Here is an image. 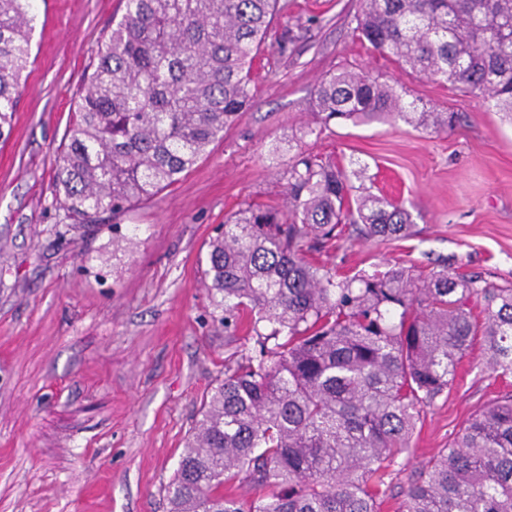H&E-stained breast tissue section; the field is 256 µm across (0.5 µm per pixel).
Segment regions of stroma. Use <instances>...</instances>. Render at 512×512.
Masks as SVG:
<instances>
[{"label":"stroma","mask_w":512,"mask_h":512,"mask_svg":"<svg viewBox=\"0 0 512 512\" xmlns=\"http://www.w3.org/2000/svg\"><path fill=\"white\" fill-rule=\"evenodd\" d=\"M285 3L253 66L254 99L223 139L154 198L76 224L55 202L56 163L125 0H37L31 62L0 131V512H169L166 488L203 395L225 363L259 353L246 326H224L205 286L208 243L244 203H285L297 151L335 161L414 220L409 237L353 238L310 261L349 276L444 264L512 285V122L360 42L357 0ZM343 68L461 120L445 133L397 121L313 135L314 88ZM116 223L133 248L113 251ZM510 394L512 374L474 347L387 473L380 512H397L421 462Z\"/></svg>","instance_id":"1"}]
</instances>
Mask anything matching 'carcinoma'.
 Listing matches in <instances>:
<instances>
[{"mask_svg": "<svg viewBox=\"0 0 512 512\" xmlns=\"http://www.w3.org/2000/svg\"><path fill=\"white\" fill-rule=\"evenodd\" d=\"M33 2L0 0V135L30 64ZM282 11L280 0H126L78 94L56 203L99 224L175 183L250 105L253 62ZM356 23L399 66L512 112V0H359ZM314 105L321 132L335 120L399 118L436 133L458 121L407 110L364 71L324 76ZM286 174V205L248 204L209 243L207 288L224 325L248 313L262 351L226 365L206 395L170 512H378L387 470L471 346L512 373L511 285L445 265L339 279L305 254L341 247L347 231L408 237L411 211L351 197L346 172L315 155L291 157ZM240 481L258 496L224 493ZM403 496L400 512H512V396L474 414Z\"/></svg>", "mask_w": 512, "mask_h": 512, "instance_id": "carcinoma-1", "label": "carcinoma"}]
</instances>
